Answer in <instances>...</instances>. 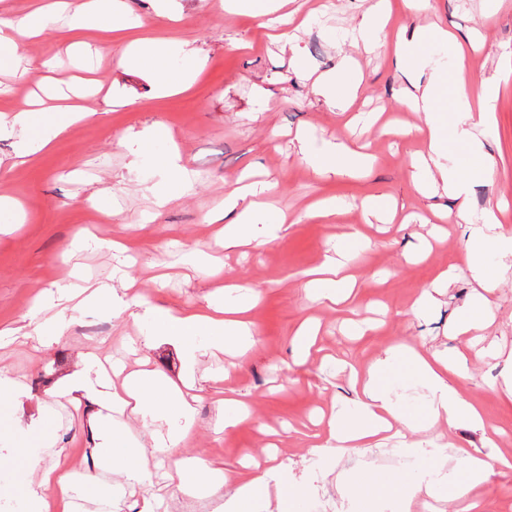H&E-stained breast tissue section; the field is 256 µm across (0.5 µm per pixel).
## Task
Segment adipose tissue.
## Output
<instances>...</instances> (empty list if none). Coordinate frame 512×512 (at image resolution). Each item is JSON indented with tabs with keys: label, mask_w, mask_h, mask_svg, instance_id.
<instances>
[{
	"label": "adipose tissue",
	"mask_w": 512,
	"mask_h": 512,
	"mask_svg": "<svg viewBox=\"0 0 512 512\" xmlns=\"http://www.w3.org/2000/svg\"><path fill=\"white\" fill-rule=\"evenodd\" d=\"M143 25L140 17L126 11L121 0H46L23 15L5 9L0 11V70L14 68L27 57L31 44L51 30L65 41L67 52L82 54L86 47L83 37L94 30L105 42L126 40L119 66L148 67L158 91L186 89L200 68V61L183 46L141 35ZM447 40V30L439 26L427 32L399 33L393 49L396 66L426 75L427 80L415 82L407 95L409 105L423 112V124L404 125L395 133L419 140L425 147L423 153L411 159L417 190L428 195L443 189L445 196L456 203L454 209L448 210V218L467 227L466 267L479 291L448 330L450 336L457 338L493 323L494 313L485 293L497 287L500 275L512 265V235L503 230L494 209L474 216L469 206L471 183L462 176L458 164L449 163L443 148V134L448 131L466 145L471 157H478L480 135L491 123L498 93L497 83L460 66L452 73L456 93L463 101L477 95V110H460L450 116L437 111L439 91L450 73L441 64H430L427 46ZM349 70V65H340L314 82L316 93L341 112L348 109L359 87L357 80L348 79ZM96 90L94 81L82 79L71 94L57 96L53 105L34 108L23 103L9 119L0 121V135L15 138L16 156L20 159L48 150L70 126L88 118L90 111L84 100ZM137 151L151 157L162 174L161 180L150 188L157 205H165L186 189L189 177L182 172L176 153L156 150L148 143L139 144ZM304 160L316 173L346 176L360 175L371 164L370 154L343 141L306 152ZM224 213L229 217L224 228V244L228 247L256 242L263 236L273 237L277 228L275 220L265 218L256 203L245 202L237 188L225 196ZM117 279L119 285L115 288L57 287L48 295L56 311L38 324L39 336L48 344L60 342L69 327L66 313L75 308L85 311L106 303L114 309H125L126 303L116 290L130 288L134 279L125 271ZM355 283L348 271L346 252L338 250L315 270L306 292L316 300L339 302L350 295ZM259 299L258 290L233 284L225 287L223 299L211 302L207 308L174 313L154 306L145 315L152 331L179 343L187 362L192 363L209 348L241 353L253 346L256 339L248 313ZM84 363L86 374L68 382L59 390V397L71 402L99 398L93 426L97 440L94 454L100 468L120 471L131 483L149 481L148 470L140 464L141 457L149 448L157 453L177 451L184 438V426L192 421L199 392L191 382L181 388L168 385L154 371L127 374L119 366L105 368L92 352L85 354ZM468 376L463 353H429L404 346L388 349L383 359L363 369L359 399L354 406L331 412L318 453L368 451L380 447L383 439L400 436L408 455L428 456L435 463L386 472L372 486L359 481L347 492L350 502L360 503L362 512H410L418 500H438L448 491L462 512H480V488L494 471L511 470L512 457L456 448L451 463L446 464L438 461L437 450L424 448L413 440L415 434L435 425H483L485 416L480 406L464 399L457 388L458 382ZM409 388L417 389L416 398L405 397ZM174 417L183 420V427H171ZM132 422L146 431L149 444L130 441L128 425ZM26 440V434L17 428L0 433V459L18 464L26 475L16 490L23 512H112L111 485L78 479L61 460L53 466H43L42 453L52 448L53 439H43L37 448L27 446ZM171 479L179 492L200 488L208 496L223 499L224 512H267L270 494L281 499L295 494L288 484L287 468L280 465L240 482L230 472L197 458L178 464Z\"/></svg>",
	"instance_id": "obj_1"
}]
</instances>
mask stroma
Returning <instances> with one entry per match:
<instances>
[{
  "instance_id": "35a3bbf8",
  "label": "stroma",
  "mask_w": 512,
  "mask_h": 512,
  "mask_svg": "<svg viewBox=\"0 0 512 512\" xmlns=\"http://www.w3.org/2000/svg\"><path fill=\"white\" fill-rule=\"evenodd\" d=\"M380 1L389 33L439 25L471 45L467 70L488 78L502 72L501 54L512 51V0H431L418 11L405 9L402 0H275L280 14L293 16L294 38L287 48L268 37L261 17L235 8L234 0H175L183 14L177 23L157 18L156 0H125L128 11L148 20L150 35L196 50L202 67L191 86L160 95L146 69L118 66L116 45L103 57L84 56L82 64L95 70L115 97L128 99V106L92 96L86 101L89 119L71 126L51 150L27 160L16 158L13 139L0 138V197L21 206L17 212L0 211V376L25 386L24 396L0 399L1 429L21 426L34 443L54 436L76 475L111 481L89 452L96 399L53 406L50 394L81 369L84 352L92 348L101 357L122 359L127 369L145 364L165 382L179 383L187 370L180 346L163 336L143 346L140 313L149 306L201 308L222 295L225 283L235 282L261 293L251 316L257 343L234 360L221 352L198 359L194 370L202 399L190 432L177 454H148L149 471L201 457L247 480L254 472L241 467V460L250 456L265 463L264 447L272 442L297 489V512H344L341 487L358 476L396 469V455L388 448L354 450L317 467L318 428L310 416L357 398L358 386L336 360L363 367L390 347L407 344L431 352L464 351L470 373L458 389L486 412L483 428H434L418 433L417 441L512 456V398L499 388L503 363L481 357L468 340L448 334L476 289L463 269V227L433 216L451 202L440 193L415 192L409 156L420 143L380 135L375 124L351 123L353 115L371 111L423 121L421 113L397 103L412 75L396 70L390 50L368 54L349 45L350 28ZM347 58L360 88L349 110L340 112L315 94L313 84ZM159 123L168 137L156 138ZM150 138L159 150L176 147L181 166L194 176L183 195L162 207L149 191L159 179L152 161L129 149ZM336 139L369 144L373 168L358 178L314 173L303 160L304 148ZM481 141L480 164L492 167L491 181L476 179L466 165L467 149L457 142L448 141V156L461 163L464 177L476 180L469 197L473 212L501 204V224L512 232V82L500 85L493 122ZM242 176L270 183L263 200L286 221L262 247L227 250L219 216L226 193ZM371 195L395 200L412 223L401 231L368 222L360 202ZM322 199L338 206L327 220L310 215ZM104 209L113 211L112 220L101 218ZM354 232L371 241L350 249L351 270L360 283L356 297L342 305L309 300L308 271ZM106 240L123 241L127 252L103 248ZM125 261L136 279L128 312L116 315L104 306L70 312L60 343L39 342L31 312L36 297L60 282L111 284L113 271ZM452 265L461 269L452 286L422 317H414L410 308L420 290ZM489 300L496 319L484 334L502 352H512V268ZM307 318L320 323L318 349L301 364L294 334ZM92 321L104 327L99 336L85 331ZM221 394L252 400L251 417L225 428L214 404Z\"/></svg>"
}]
</instances>
